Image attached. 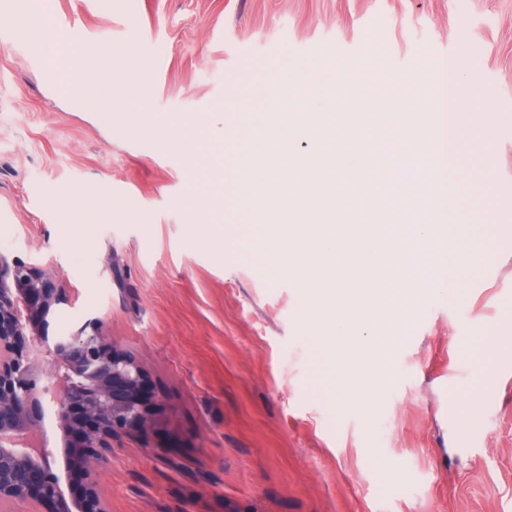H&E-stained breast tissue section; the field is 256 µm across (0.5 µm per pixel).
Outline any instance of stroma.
<instances>
[{
	"label": "stroma",
	"instance_id": "obj_1",
	"mask_svg": "<svg viewBox=\"0 0 512 512\" xmlns=\"http://www.w3.org/2000/svg\"><path fill=\"white\" fill-rule=\"evenodd\" d=\"M72 42L112 52L127 111H88L64 72L34 66L38 18L0 5V254L61 275L68 317L99 316L145 370L158 426L114 439L98 481L110 512H512V0H48ZM357 103L427 114L453 62L486 154L459 147L441 182L462 297L420 295L369 404H340L320 364L329 325L247 216L246 157L267 73L321 62ZM367 176L336 196L363 222L410 169L407 143L365 119ZM191 142L193 152L183 151ZM237 172L212 199L215 153ZM494 222L493 236L479 224ZM495 262H484L487 252ZM59 318L52 333L66 330ZM499 349L489 352L488 337Z\"/></svg>",
	"mask_w": 512,
	"mask_h": 512
}]
</instances>
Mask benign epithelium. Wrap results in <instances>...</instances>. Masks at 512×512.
Returning a JSON list of instances; mask_svg holds the SVG:
<instances>
[{"mask_svg":"<svg viewBox=\"0 0 512 512\" xmlns=\"http://www.w3.org/2000/svg\"><path fill=\"white\" fill-rule=\"evenodd\" d=\"M61 276L0 255V509L108 512L95 467L112 440L157 424L139 362L112 342L103 319L50 324L68 305ZM52 417L58 448L29 437Z\"/></svg>","mask_w":512,"mask_h":512,"instance_id":"7a95c632","label":"benign epithelium"}]
</instances>
